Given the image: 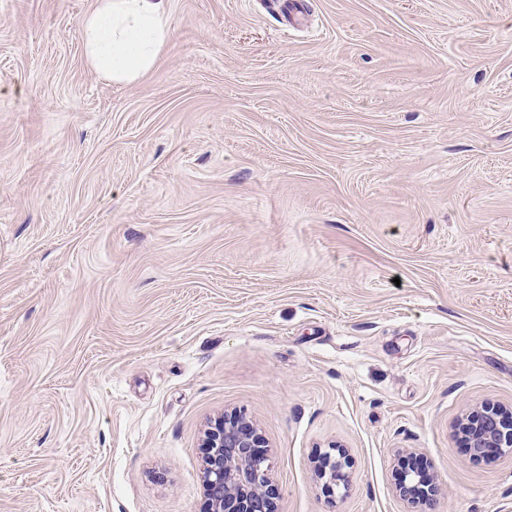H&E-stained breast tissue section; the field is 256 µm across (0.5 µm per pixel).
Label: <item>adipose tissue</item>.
<instances>
[{"instance_id": "1", "label": "adipose tissue", "mask_w": 512, "mask_h": 512, "mask_svg": "<svg viewBox=\"0 0 512 512\" xmlns=\"http://www.w3.org/2000/svg\"><path fill=\"white\" fill-rule=\"evenodd\" d=\"M86 58L114 84L148 73L170 36L166 0H96L78 24Z\"/></svg>"}]
</instances>
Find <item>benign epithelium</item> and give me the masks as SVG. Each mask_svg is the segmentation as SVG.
<instances>
[{
    "label": "benign epithelium",
    "instance_id": "7a95c632",
    "mask_svg": "<svg viewBox=\"0 0 512 512\" xmlns=\"http://www.w3.org/2000/svg\"><path fill=\"white\" fill-rule=\"evenodd\" d=\"M458 431L474 461L492 452L512 451V412L486 404L461 418ZM203 482L210 512H272L276 488L262 451L266 441L242 412H230L204 432ZM399 478V496L421 507L433 509L438 488L423 474L422 458L411 455ZM345 453H326L320 460L319 475L329 486H348Z\"/></svg>",
    "mask_w": 512,
    "mask_h": 512
}]
</instances>
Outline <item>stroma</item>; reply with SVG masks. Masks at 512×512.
I'll return each mask as SVG.
<instances>
[{
	"mask_svg": "<svg viewBox=\"0 0 512 512\" xmlns=\"http://www.w3.org/2000/svg\"><path fill=\"white\" fill-rule=\"evenodd\" d=\"M168 0L128 85L95 0H0V512H209L243 411L274 512H512V0ZM350 485L317 475L332 448ZM458 431L473 461L492 452L512 451V411L486 404L461 418ZM422 461L417 455H410L406 459L405 472L399 478L397 492L403 500L421 507L419 511H432L438 488L429 475L424 476Z\"/></svg>",
	"mask_w": 512,
	"mask_h": 512,
	"instance_id": "obj_1",
	"label": "stroma"
}]
</instances>
